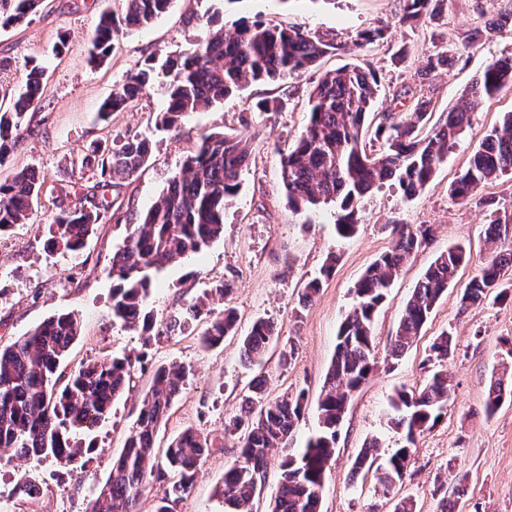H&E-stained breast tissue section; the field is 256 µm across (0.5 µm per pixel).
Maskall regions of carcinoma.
Segmentation results:
<instances>
[{"label": "carcinoma", "instance_id": "1", "mask_svg": "<svg viewBox=\"0 0 512 512\" xmlns=\"http://www.w3.org/2000/svg\"><path fill=\"white\" fill-rule=\"evenodd\" d=\"M42 2L0 0V25L24 23ZM121 2L120 11H105L99 17L90 53V62L97 66L112 56L120 34L149 26L169 10L173 0ZM505 2L489 21L488 33L512 30V0ZM434 10L435 0H400L399 21L430 17ZM339 49L336 43L311 36L298 26L269 25L262 20H242L231 33L222 27L208 28L189 49L166 57L158 67L151 63L130 75L113 89L100 116L106 120L138 101L153 88L152 78L159 70L165 76L160 88L166 109L157 114L155 130L176 133L192 113L223 103L249 83L286 80ZM45 79L46 68L33 61L22 87L0 89V106L6 105L0 112V166L30 135L26 114L40 98ZM509 84L512 54L489 64L470 86L462 107L430 127L431 100L405 87L395 99L412 100L413 111L384 113L373 136L378 148L373 149L367 147L363 129L377 95L374 75L350 65L324 73L309 91L310 117L304 132L293 147L280 154V179L289 208L301 212L337 204V233L354 235L358 203L364 196L391 180L398 182L407 196L421 192L447 158L448 147L469 125L470 111ZM256 136L247 127L201 134L182 170L168 181L158 201L140 213L116 209L106 197L88 207L77 190L66 185L48 188L35 168H23L11 182L0 184V235L27 223L32 204L47 191L59 201L54 221L48 225L49 244L55 250L78 254L97 225L112 219L129 223L126 239L113 252L109 268L112 322L140 330L148 344L204 315L208 320L199 341L203 348L213 349L226 337L238 336L233 307L226 304L216 315L209 309L211 301H222L233 292L229 282L213 283L162 323L147 310L146 303L158 273L200 253L223 234L225 202L237 194L240 174L251 165V144ZM152 147L147 135H127L110 145L89 146L70 164L79 177L97 178L103 186L115 187L147 164ZM508 171H512V112L503 115L501 124L487 133L471 155L451 187L452 197L485 205L486 200L476 199L479 187ZM391 234V249L368 267L353 288L355 304L339 326L335 355L318 400L319 430L304 447L282 460L272 512H321L324 483L348 397L376 369L375 316L403 266L431 239L433 231L430 225L393 224ZM485 242L488 253L460 295L463 309L512 300V289L503 286L504 274L512 268L508 225L490 219ZM469 261L470 253L461 244L436 257L407 300L391 341V358H399L413 345L458 268ZM80 334L79 318L66 312L0 347L1 450L8 449L16 457L51 458L66 467L96 451L95 443L85 442L83 437L108 418L112 403L130 389L131 371L126 358L90 360L81 364L63 387H57L58 369ZM277 341L273 322L256 321L250 331L239 336L242 360L248 365L262 364L267 347ZM429 351L435 369L423 386L403 388L390 399L388 422L403 430L402 445L384 455L379 441L373 439L353 462V472L366 469L375 473L384 495L403 482L417 436L439 423L452 399L444 364L453 353L452 335L442 332ZM189 374L191 370L177 363L156 369L124 449L112 462L109 477L87 512H138L141 496L155 482L160 484L155 512H174V505L190 492L204 459L223 449L215 439L187 429L171 441L163 456L157 454L156 433ZM266 392V378L256 376L245 405L225 421L224 433L238 436L239 448L217 489L224 512H254L271 452L286 444L306 409L303 389L275 400L268 399ZM502 402L503 389L496 383L488 391L486 413H494Z\"/></svg>", "mask_w": 512, "mask_h": 512}]
</instances>
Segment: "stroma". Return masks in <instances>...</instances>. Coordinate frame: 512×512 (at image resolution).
I'll use <instances>...</instances> for the list:
<instances>
[{"instance_id": "obj_1", "label": "stroma", "mask_w": 512, "mask_h": 512, "mask_svg": "<svg viewBox=\"0 0 512 512\" xmlns=\"http://www.w3.org/2000/svg\"><path fill=\"white\" fill-rule=\"evenodd\" d=\"M118 0H44L28 23L0 28V84L21 85L29 61L42 62L47 87L39 109L30 115L37 135L27 139L6 165L0 182L17 170L38 167L48 185L67 184L70 159L91 143H111L119 135L150 134L155 147L148 164L132 180L108 188L107 197L144 211L154 204L169 179L178 173L202 133L240 127L259 130L252 145L255 158L240 178L236 196L224 209L223 236L167 268L158 276L149 305L157 317L189 304L212 282L231 281L229 302H214L215 310L233 306L240 330L259 319L276 324L282 339L293 338L297 350L289 365H281L280 347L271 345L264 358L270 398L306 388L308 403L287 442L271 456L266 487L255 500L256 512H270L276 496L280 462L287 448L302 447L318 426L317 403L336 349L340 323L352 308V289L366 268L392 246L391 224H426L434 234L404 267L389 290L373 325L378 367L352 396L341 422L335 460L327 473L322 512H393L404 497L416 512H441L436 483L454 488V474H467L466 491L455 500L454 512H512V400L494 414L484 411L488 390L501 383L512 389V303H486L461 309L459 296L486 255L484 230L490 213L512 225V174L487 182L480 189L484 206L461 204L450 196V185L466 167L471 154L502 114L512 112V86L504 87L472 114L469 126L432 180L415 198L397 186L373 190L358 205V229L342 239L336 234L334 208L300 214L289 210L280 182L279 149L293 145L309 114L307 94L326 71L352 64L375 74L379 82L376 111H391L397 91L410 87L432 102L433 117L452 111L471 82L495 59L512 53V32H486L488 20L502 0H443L439 16L413 24L398 21L399 0H175L151 26L120 36L109 61L94 66L88 60L89 40L103 10ZM297 25L309 33L346 43L357 32L385 25L383 39L354 52L324 56L316 67L277 82L254 83L224 103L193 113L179 133L154 130L156 115L165 108L158 91H151L108 121L96 118L116 85L147 59H164L187 48L207 21L233 30L240 20ZM66 47L56 55L58 39ZM447 53L451 61L431 75L423 68L430 57ZM282 100L277 112L258 111L263 99ZM57 211L52 196H43L27 223L0 236V345L11 343L44 319L60 311L76 313L81 335L73 344L67 369L106 355L130 357L132 388L116 400L108 418L93 435L98 450L82 470L72 472L51 459L0 457V501L13 512H86L106 482L110 460L119 454L135 422L140 399L153 384V368L178 363L192 373L169 419L156 437L158 449L168 447L185 429L223 438V450L213 452L196 475L189 495L174 512H224L217 488L235 458L237 440L225 437L224 422L240 409L256 373L244 365L237 339L227 338L213 350L201 347L203 323L144 345L139 331L113 323L109 316L112 254L128 234L126 223L99 225L79 255L50 252L48 226ZM461 244L471 261L461 267L416 343L397 360L387 357L405 304L426 269L448 246ZM338 262L313 304L300 296L309 279L318 276L328 253ZM453 334L448 359L452 400L442 421L417 440L402 484L382 495L373 474L352 476V463L370 439L383 449L400 447L402 434L388 422L389 399L395 390L421 386L428 374L429 347L441 332ZM39 491L26 496L20 477Z\"/></svg>"}]
</instances>
